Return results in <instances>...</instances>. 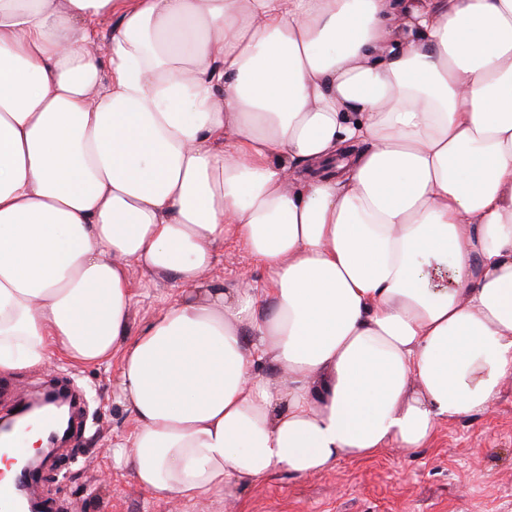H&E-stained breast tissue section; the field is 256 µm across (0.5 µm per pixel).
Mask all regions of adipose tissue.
<instances>
[{"label": "adipose tissue", "instance_id": "ef3b65f1", "mask_svg": "<svg viewBox=\"0 0 512 512\" xmlns=\"http://www.w3.org/2000/svg\"><path fill=\"white\" fill-rule=\"evenodd\" d=\"M230 238L266 280L208 279ZM134 267L182 287L135 333ZM116 353L112 461L184 503L487 412L512 0H0V372Z\"/></svg>", "mask_w": 512, "mask_h": 512}]
</instances>
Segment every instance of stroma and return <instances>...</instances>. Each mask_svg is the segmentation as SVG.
<instances>
[{
    "label": "stroma",
    "instance_id": "obj_1",
    "mask_svg": "<svg viewBox=\"0 0 512 512\" xmlns=\"http://www.w3.org/2000/svg\"><path fill=\"white\" fill-rule=\"evenodd\" d=\"M262 275L238 243H225L210 279L228 286ZM130 324L139 325L178 295L171 279L131 271ZM119 358L81 367L59 356L45 368L0 373V382L33 394L49 383L77 387L85 404L69 444L36 480L52 512H512V380L488 413L439 424L431 445L408 451L391 444L373 457L332 470L238 482L230 495L198 504L153 497L132 472L113 467L112 443L133 429L117 401Z\"/></svg>",
    "mask_w": 512,
    "mask_h": 512
}]
</instances>
